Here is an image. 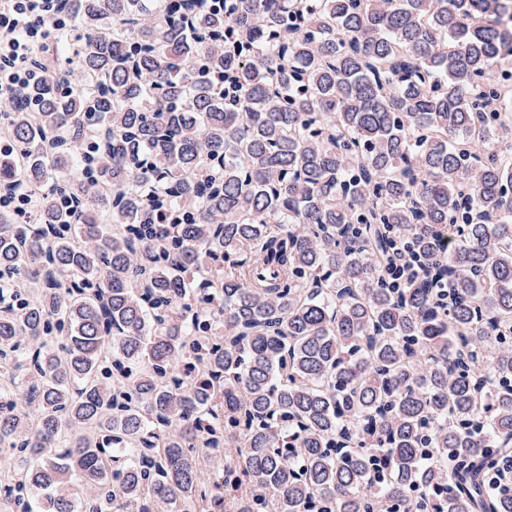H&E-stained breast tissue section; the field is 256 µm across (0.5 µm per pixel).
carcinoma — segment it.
<instances>
[{"instance_id": "carcinoma-1", "label": "carcinoma", "mask_w": 512, "mask_h": 512, "mask_svg": "<svg viewBox=\"0 0 512 512\" xmlns=\"http://www.w3.org/2000/svg\"><path fill=\"white\" fill-rule=\"evenodd\" d=\"M60 3L0 509L512 512V0Z\"/></svg>"}]
</instances>
